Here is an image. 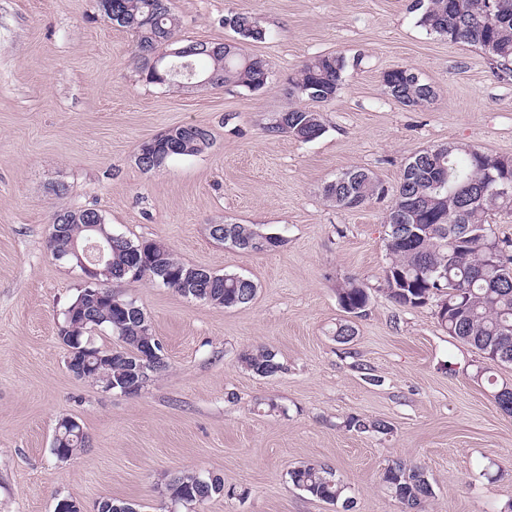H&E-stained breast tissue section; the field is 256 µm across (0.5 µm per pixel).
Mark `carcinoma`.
<instances>
[{"label": "carcinoma", "instance_id": "1", "mask_svg": "<svg viewBox=\"0 0 512 512\" xmlns=\"http://www.w3.org/2000/svg\"><path fill=\"white\" fill-rule=\"evenodd\" d=\"M410 9L425 31L437 34L452 43L463 42L481 49L487 59L506 75L512 73V0H411ZM110 23L134 33L137 42L138 74L152 84L150 63L169 40L183 45L179 38L180 18L172 0H112ZM238 38L263 42L269 33L260 20L250 13H237L224 18ZM206 53L191 57V62L205 57L209 67L200 77L213 76L215 88L234 86L251 92L268 84L267 61L247 54L234 43L198 41ZM348 66L342 55L324 54L305 62L288 78V96L316 104L332 101ZM387 94L406 107H418L435 97V89L424 82L413 69L396 67L382 73ZM271 137L286 136L310 142L323 135L325 126L320 112L309 107L290 104L277 113L264 127ZM191 144L188 155L195 156L210 148L214 135L210 129L193 124L168 128V135L142 141L137 150L139 166L145 171L162 167L176 153L171 151L173 137ZM512 180V165L502 164V157L487 154L471 146L446 144L418 150L403 165L400 181L386 215L385 246L390 263L384 274V291L388 299L400 307L419 308L437 300L435 315L448 334L478 350L492 362L512 363V281L502 275L512 270V243L496 237L489 219L497 212H512V195L498 196L494 187ZM388 195L384 183L372 172L353 167L324 187L325 199L334 206L350 210ZM62 235L48 239V249L55 252L61 244L74 240L88 243L92 232L74 210L60 207L55 211ZM243 225L229 224L225 229L233 248L253 252L240 238ZM418 236L406 238L409 229ZM141 257H155L163 265L168 280L163 286L185 297L219 302L232 308L252 301L256 293L254 281L240 283L237 275L215 274L197 265L177 259L163 243L151 239L131 238L116 243L110 264L100 278L104 282H136L144 278L126 271L133 252ZM339 304L354 316L365 311L370 295L360 280L351 277L336 289ZM143 310L131 300L107 294L93 307L89 321L74 320L67 335L86 340L94 328H107L118 336L121 346L104 350L109 355L107 371L112 379L127 378L133 365L142 361L148 337L140 334ZM246 367L261 377H271L284 370L277 354L259 350L243 357ZM348 427L356 431L369 428L388 433L383 420L366 421L353 417ZM53 447L74 456L87 447L86 437L56 429ZM291 483L313 498L326 503L343 501L350 509L352 501L345 497L346 483L332 470L317 464H303L289 471ZM383 482L403 505L404 512H423L433 489L424 470L401 462L389 466ZM224 488L218 477L206 478L184 473L170 480L167 496L180 504L208 500Z\"/></svg>", "mask_w": 512, "mask_h": 512}]
</instances>
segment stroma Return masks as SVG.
I'll return each mask as SVG.
<instances>
[{
  "label": "stroma",
  "instance_id": "1",
  "mask_svg": "<svg viewBox=\"0 0 512 512\" xmlns=\"http://www.w3.org/2000/svg\"><path fill=\"white\" fill-rule=\"evenodd\" d=\"M410 2L174 0L187 40L230 41L224 16L260 18L270 36L244 51L264 58L270 77L251 92L140 81L133 33L93 0H0V512H55L64 497L86 512L104 497L137 512H402L381 480L397 461L426 472L434 495L424 512H506L512 414L492 392L512 388V364L450 336L433 306L387 299L390 198L343 210L323 196L352 167L396 187L404 159L427 147L512 157V77L477 47L427 34ZM323 54L348 61L334 100L318 107L324 134L268 136L289 76ZM400 66L434 86L433 101L408 108L386 94L381 76ZM182 124L208 127L213 145L142 170L139 144ZM61 206L97 209L113 233L245 275L256 295L224 308L148 280L113 285L151 321L168 368L138 394L101 391L68 370L58 337L81 286L47 248ZM212 224L284 242L242 252L213 240ZM349 277L370 294L354 319L336 294ZM347 319L357 334L341 344L334 330ZM261 348L282 372L245 366ZM354 416L391 431L351 430ZM64 417L89 446L60 461L52 441ZM302 464L331 466L351 509L294 487L288 473ZM188 472L220 477L224 494L172 505L161 488Z\"/></svg>",
  "mask_w": 512,
  "mask_h": 512
}]
</instances>
